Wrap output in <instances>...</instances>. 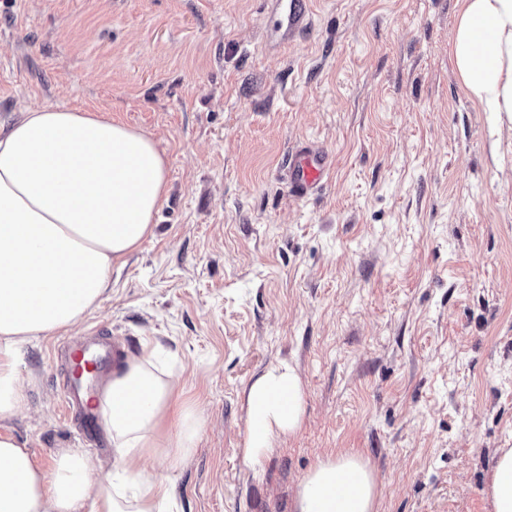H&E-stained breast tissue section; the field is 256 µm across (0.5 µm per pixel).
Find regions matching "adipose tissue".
I'll use <instances>...</instances> for the list:
<instances>
[{
  "label": "adipose tissue",
  "mask_w": 512,
  "mask_h": 512,
  "mask_svg": "<svg viewBox=\"0 0 512 512\" xmlns=\"http://www.w3.org/2000/svg\"><path fill=\"white\" fill-rule=\"evenodd\" d=\"M463 82L489 112L512 116V0H465L455 35ZM166 161L155 141L112 118L42 105L0 128V422L23 414L24 344L72 330L96 311L112 266L151 234L166 198ZM153 351L127 359L93 400L114 462L98 476L86 449L57 452L38 467L0 432V512H166L170 478L204 418L178 403L154 371ZM305 411L295 367H268L246 391L244 456L254 462ZM485 492L492 512H512V448L500 451ZM379 489L353 454L319 460L301 480L294 512H376Z\"/></svg>",
  "instance_id": "adipose-tissue-1"
}]
</instances>
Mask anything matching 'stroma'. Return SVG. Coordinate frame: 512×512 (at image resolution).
<instances>
[{
  "label": "stroma",
  "instance_id": "1",
  "mask_svg": "<svg viewBox=\"0 0 512 512\" xmlns=\"http://www.w3.org/2000/svg\"><path fill=\"white\" fill-rule=\"evenodd\" d=\"M463 0H311L280 45L267 0H0V125L34 104L152 136L167 195L76 332L25 347L36 462L112 450L68 410L63 341L159 345L196 445L170 473L179 512H293L317 458L357 453L379 512H491L485 477L512 448V121L465 88ZM333 161L293 195L289 152ZM290 362L300 427L244 458V392Z\"/></svg>",
  "mask_w": 512,
  "mask_h": 512
}]
</instances>
